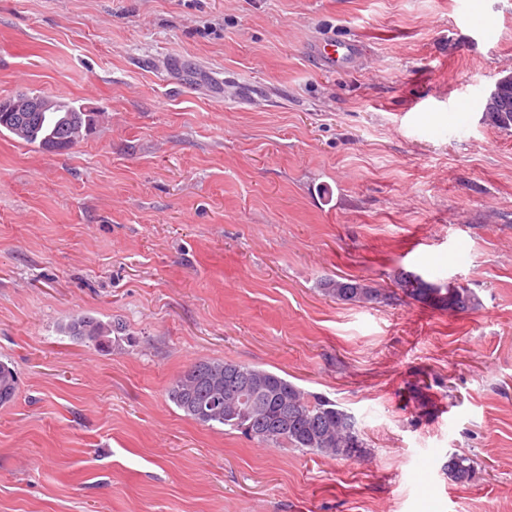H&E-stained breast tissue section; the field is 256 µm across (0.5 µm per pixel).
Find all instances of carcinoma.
<instances>
[{
    "mask_svg": "<svg viewBox=\"0 0 512 512\" xmlns=\"http://www.w3.org/2000/svg\"><path fill=\"white\" fill-rule=\"evenodd\" d=\"M56 109L40 113L34 124L20 128L14 113L0 112V134H9L43 151H52L54 139L67 126L73 135L87 137L96 125V114L55 102ZM489 125L512 128V93L501 98V111L485 113ZM405 295L423 302L465 312L477 307L470 289L463 286L437 285L410 273L401 272L395 280ZM325 295L338 301L367 303L379 298L378 290L352 281L328 280ZM62 332L73 341L100 351L112 347V325L93 315L71 319ZM248 382L256 392L246 400L234 385ZM19 391L15 370L0 362V407L14 402ZM168 397L185 416L202 425H222L236 430L260 444L307 449L334 457H349L356 449L344 451L347 443L358 437L355 419L332 401L303 390L288 379L264 369L224 360H201L178 375L168 389ZM468 458L448 460V471L459 481L469 477Z\"/></svg>",
    "mask_w": 512,
    "mask_h": 512,
    "instance_id": "obj_1",
    "label": "carcinoma"
}]
</instances>
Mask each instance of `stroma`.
Masks as SVG:
<instances>
[{
  "label": "stroma",
  "instance_id": "1",
  "mask_svg": "<svg viewBox=\"0 0 512 512\" xmlns=\"http://www.w3.org/2000/svg\"><path fill=\"white\" fill-rule=\"evenodd\" d=\"M329 33L361 50L327 73ZM509 72L512 0H0V99L107 116L64 153L0 135V512H512ZM85 313L110 351L63 333ZM199 360L328 397L363 448L199 424L167 394ZM512 86V73L499 77L491 85L485 99L488 101L485 119L488 125L498 129L508 130L512 128V92L502 97L504 90ZM501 98V112H493L495 101ZM410 277H413L414 282ZM395 283L405 295L432 305L446 307L448 311L465 312L475 309L478 305L474 294L463 286L437 285L426 282L422 277L410 275V272L399 273ZM322 290L325 295L338 301L352 303H367L379 298V291L360 282L328 280L325 281ZM19 391V380L15 370L0 362V407L14 402Z\"/></svg>",
  "mask_w": 512,
  "mask_h": 512
}]
</instances>
